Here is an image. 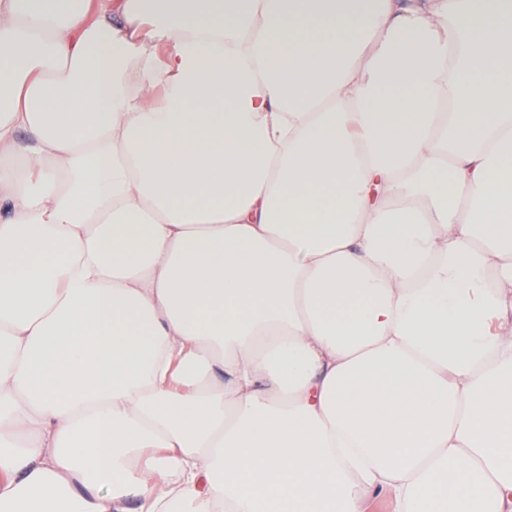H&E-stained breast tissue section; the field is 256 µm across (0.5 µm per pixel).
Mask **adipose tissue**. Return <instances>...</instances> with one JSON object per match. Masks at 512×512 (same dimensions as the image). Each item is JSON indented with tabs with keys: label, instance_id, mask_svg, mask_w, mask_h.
<instances>
[{
	"label": "adipose tissue",
	"instance_id": "obj_1",
	"mask_svg": "<svg viewBox=\"0 0 512 512\" xmlns=\"http://www.w3.org/2000/svg\"><path fill=\"white\" fill-rule=\"evenodd\" d=\"M512 512V0H0V512Z\"/></svg>",
	"mask_w": 512,
	"mask_h": 512
}]
</instances>
